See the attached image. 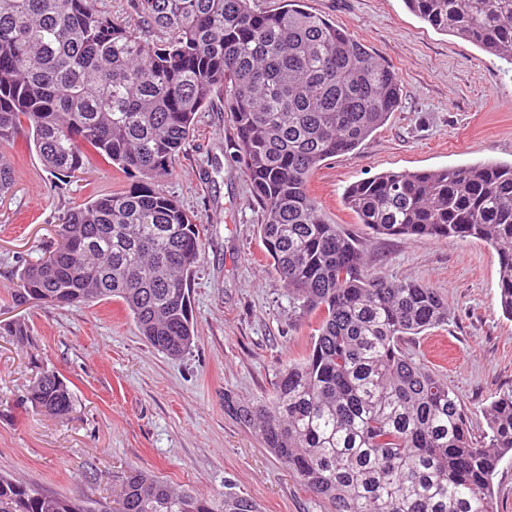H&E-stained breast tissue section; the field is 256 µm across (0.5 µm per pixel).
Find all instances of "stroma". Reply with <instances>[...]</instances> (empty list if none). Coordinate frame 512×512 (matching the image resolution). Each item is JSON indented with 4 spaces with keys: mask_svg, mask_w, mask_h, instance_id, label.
Here are the masks:
<instances>
[{
    "mask_svg": "<svg viewBox=\"0 0 512 512\" xmlns=\"http://www.w3.org/2000/svg\"><path fill=\"white\" fill-rule=\"evenodd\" d=\"M394 67L401 103L354 153L326 160L310 191L362 247L372 271L436 288L448 321L410 337L459 395L475 436L491 396L512 389V319L498 298L496 253L476 240H404L376 235L344 202L347 187L387 171L512 163V64L436 30L404 0H302ZM223 108L197 115L195 130L162 183L207 228L191 281L196 339L173 358L151 347L122 305L14 306L16 272L52 240L57 216L98 194L120 193L137 175L90 156L78 180L48 173L18 136L15 183L0 199V322L25 321L33 347L0 338V475L79 498L119 492L125 476L148 471L212 496L231 491L262 512H333L306 492L224 406L271 390L288 357L307 348L312 327L294 321L288 291L265 257L262 210L233 157ZM56 370L77 398L66 418L32 411L37 368Z\"/></svg>",
    "mask_w": 512,
    "mask_h": 512,
    "instance_id": "1",
    "label": "stroma"
}]
</instances>
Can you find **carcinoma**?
I'll use <instances>...</instances> for the list:
<instances>
[{
  "mask_svg": "<svg viewBox=\"0 0 512 512\" xmlns=\"http://www.w3.org/2000/svg\"><path fill=\"white\" fill-rule=\"evenodd\" d=\"M132 25L98 0H0V143L23 133L45 169L68 181L89 154L140 180L65 211L53 244L17 272V305L121 302L157 350L195 339L190 277L205 225L159 189L196 114L220 101L237 162L261 205L259 232L308 349L272 390L226 409L335 512H497L493 479L512 456V392L485 408L472 435L457 393L402 348L448 321L433 288L371 271L349 233L309 190L327 159L355 151L396 111L394 69L347 30L284 0H133ZM433 28L512 63V0H405ZM14 162L0 152V198ZM357 223L405 239H476L495 249L499 302L512 318V163L389 171L350 185ZM0 336L32 344L25 323ZM40 368L28 400L51 417L75 410L67 384ZM0 512H258L234 493L201 497L150 472L112 499L68 498L0 476Z\"/></svg>",
  "mask_w": 512,
  "mask_h": 512,
  "instance_id": "1",
  "label": "carcinoma"
}]
</instances>
